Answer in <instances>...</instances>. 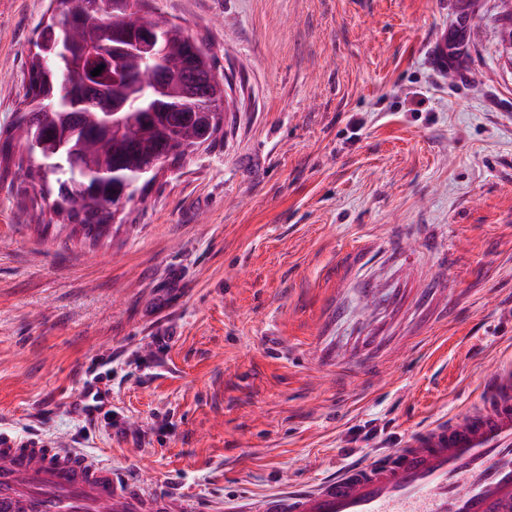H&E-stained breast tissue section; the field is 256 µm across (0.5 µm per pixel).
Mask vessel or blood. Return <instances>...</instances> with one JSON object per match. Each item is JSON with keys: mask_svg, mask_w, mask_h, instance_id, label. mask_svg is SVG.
<instances>
[{"mask_svg": "<svg viewBox=\"0 0 512 512\" xmlns=\"http://www.w3.org/2000/svg\"><path fill=\"white\" fill-rule=\"evenodd\" d=\"M193 510L183 497H145L138 484L80 449L0 434V512ZM245 512H512V365L496 370L463 415Z\"/></svg>", "mask_w": 512, "mask_h": 512, "instance_id": "vessel-or-blood-1", "label": "vessel or blood"}]
</instances>
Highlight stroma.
Here are the masks:
<instances>
[{"label":"stroma","instance_id":"obj_1","mask_svg":"<svg viewBox=\"0 0 512 512\" xmlns=\"http://www.w3.org/2000/svg\"><path fill=\"white\" fill-rule=\"evenodd\" d=\"M498 2L154 0L234 108L97 239L0 179V433L227 512L466 412L512 360ZM48 5L0 0V129Z\"/></svg>","mask_w":512,"mask_h":512}]
</instances>
